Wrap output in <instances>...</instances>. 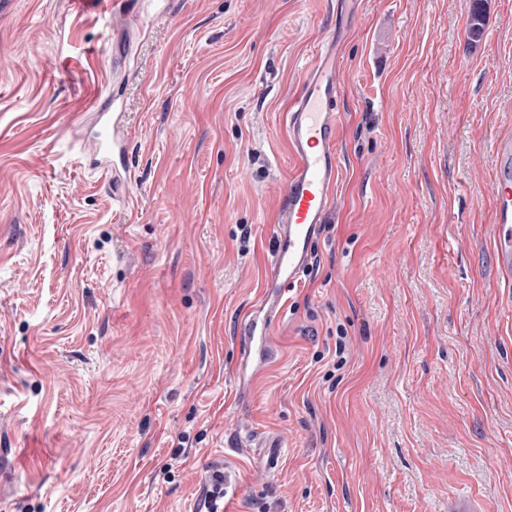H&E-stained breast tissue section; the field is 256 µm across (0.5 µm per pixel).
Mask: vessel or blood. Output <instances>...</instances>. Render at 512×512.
I'll list each match as a JSON object with an SVG mask.
<instances>
[{
  "instance_id": "vessel-or-blood-1",
  "label": "vessel or blood",
  "mask_w": 512,
  "mask_h": 512,
  "mask_svg": "<svg viewBox=\"0 0 512 512\" xmlns=\"http://www.w3.org/2000/svg\"><path fill=\"white\" fill-rule=\"evenodd\" d=\"M339 58V41L327 36L304 73L300 93L284 114L294 166L276 214L265 290L251 318L240 328L242 343L236 365L252 382L264 374L275 356L272 328L282 318V307L275 297L294 286L307 267L339 182L337 103L343 95ZM90 106L99 125L92 142V163L109 173L114 198L122 206L133 205L127 178L119 171L128 162V148L117 97L112 94L102 101L94 99ZM492 153L496 265L508 275L512 273V139L495 140Z\"/></svg>"
}]
</instances>
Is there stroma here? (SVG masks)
Instances as JSON below:
<instances>
[{
  "mask_svg": "<svg viewBox=\"0 0 512 512\" xmlns=\"http://www.w3.org/2000/svg\"><path fill=\"white\" fill-rule=\"evenodd\" d=\"M485 5L472 45L471 0H359L335 198L243 411L237 332L293 166L282 114L335 7L141 0L116 28L97 0H0V512H186L216 471L237 512H512L490 190L512 0ZM116 70L126 212L74 136ZM243 420L259 456L230 450Z\"/></svg>",
  "mask_w": 512,
  "mask_h": 512,
  "instance_id": "35a3bbf8",
  "label": "stroma"
}]
</instances>
